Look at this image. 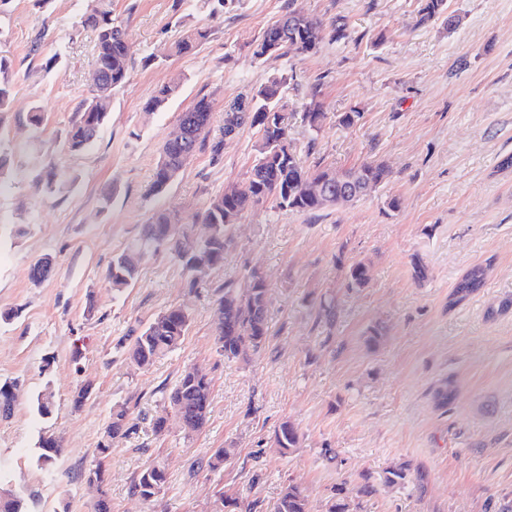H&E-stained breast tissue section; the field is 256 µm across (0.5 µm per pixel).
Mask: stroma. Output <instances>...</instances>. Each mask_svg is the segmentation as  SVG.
Listing matches in <instances>:
<instances>
[{"label":"stroma","mask_w":512,"mask_h":512,"mask_svg":"<svg viewBox=\"0 0 512 512\" xmlns=\"http://www.w3.org/2000/svg\"><path fill=\"white\" fill-rule=\"evenodd\" d=\"M291 0H228L211 15L203 0H112L131 61L109 122L85 151L65 135L88 96L94 35L82 29L85 0H0V56L13 64L15 96L0 127L10 160L0 190V381L17 384L12 416L0 420V474L29 512H87L106 494L112 512H212L217 492L273 512L295 483L309 512H327L343 487L351 512H501L512 504V0H447L453 27L416 23L418 0H300L345 39L325 40L310 56L252 60L253 44ZM193 25L209 30L190 54L168 48ZM59 56L58 68L44 64ZM180 94L146 112L155 89L174 75ZM285 76L281 102L288 138L305 166L343 169L384 162L386 183L362 199L298 213L267 202L244 215L224 265L197 288L167 251L149 255L137 281L112 291V259L138 237L154 212L184 223L209 198L247 177L259 136L243 128L223 139L224 107ZM213 103L210 137L220 154L198 151L168 191L147 190L162 144L181 112ZM327 119L320 131L302 120L311 99ZM43 114L33 129L32 109ZM358 112L351 127L337 115ZM74 172L62 196L40 192L48 158ZM394 196L398 210L384 201ZM51 258L40 283L32 264ZM421 258L428 277L414 278ZM364 261L362 288L346 268ZM486 283L458 304L449 297L472 266ZM259 270L269 285L265 348L249 361L216 351L214 300L225 281ZM331 304L332 316L320 313ZM191 322L181 345L147 370L120 349L169 305ZM380 329L376 345L367 342ZM213 376L209 421L185 437L167 393L186 369ZM452 384L447 409L434 393ZM89 393L73 408L79 387ZM55 395L52 415L37 414L38 393ZM127 403L131 429L105 460L101 485L81 475L96 453L112 407ZM166 415V432L152 422ZM293 422L302 438L280 455L275 430ZM61 438L56 476L34 462L41 432ZM234 449L223 472L200 468L215 448ZM167 471L154 501L131 482L152 461ZM409 464L408 483L388 486L386 469ZM375 492L360 495L362 482Z\"/></svg>","instance_id":"1"}]
</instances>
